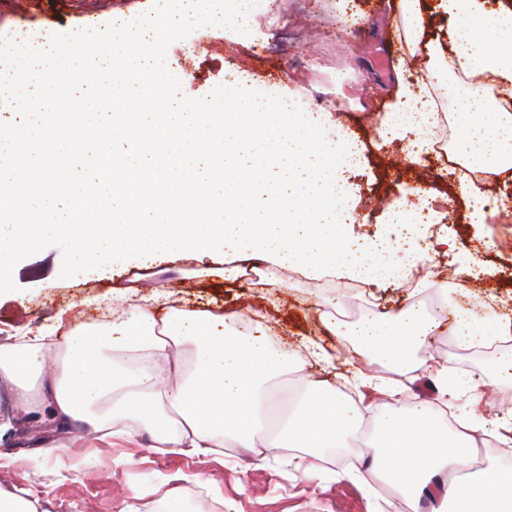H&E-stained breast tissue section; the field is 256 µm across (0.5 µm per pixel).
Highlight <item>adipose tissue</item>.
Instances as JSON below:
<instances>
[{
  "mask_svg": "<svg viewBox=\"0 0 512 512\" xmlns=\"http://www.w3.org/2000/svg\"><path fill=\"white\" fill-rule=\"evenodd\" d=\"M454 25L448 59L433 62L425 78L398 75L378 128L382 142L411 139L406 154L418 162L429 147L431 124L418 103L441 91L452 105V154L466 166L512 171V110L489 97L472 77L492 75L512 93V7L487 9L484 0H442ZM432 307L408 303L397 315L352 323L329 321L351 337L368 364L408 366L444 320L454 322L459 348L484 351L486 377L458 378L447 369L429 375L437 396L411 402L401 386L374 384L357 374V398L335 386L304 381L282 389L295 364L261 326L243 327L238 313L168 311L156 318L145 305L122 309L112 324L76 327L63 340L45 335L0 343V384L9 411L0 413V442L17 432V412L50 409L55 445L90 438L130 441L148 435L156 448H306L313 478L326 457L353 442L373 449L372 465L404 498L409 512L441 487L446 473L468 467L477 436L512 446V419L492 421L477 407L486 384L512 383V319L476 314L449 302L447 289ZM468 409L456 424L442 413L458 396ZM449 512H512V468L458 481L446 489Z\"/></svg>",
  "mask_w": 512,
  "mask_h": 512,
  "instance_id": "obj_1",
  "label": "adipose tissue"
}]
</instances>
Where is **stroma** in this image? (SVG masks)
Listing matches in <instances>:
<instances>
[{
	"mask_svg": "<svg viewBox=\"0 0 512 512\" xmlns=\"http://www.w3.org/2000/svg\"><path fill=\"white\" fill-rule=\"evenodd\" d=\"M399 0H352L364 21L344 33L336 26L334 0H270L258 16L254 34L239 38L230 29L206 26L179 40V53L169 60L179 78L181 95L201 98L226 84L229 72L249 78L272 95L301 100L312 112L337 117L349 137L364 149L354 168L343 171L351 197L357 201L356 220L348 234L371 241L397 238L405 226L399 214L418 210L426 197L410 194L420 185L447 194V215L434 225L448 236V254L421 258L415 271L421 289L395 284L362 287L349 281H310L288 268L272 269L259 281L230 283L215 276L219 256L175 254L163 261L132 260L89 278H63L60 248L49 246L21 260L13 270L16 291L0 294V339L8 335L38 336L58 321L73 327L102 323V305L117 309L122 298L160 299L182 311H238L257 319L269 338L285 347L298 362L289 383L306 378L333 385L357 397L355 374L371 372L381 381L411 383L418 399H432L434 388L417 366L395 373L368 369L348 337L325 325L324 310L361 319L395 313L408 300L431 303L434 283L455 288V298L477 312L503 313L512 299V175H491L483 188L493 203L484 235H476L458 184L442 173L453 166L451 156L428 152L420 163L406 162L401 142L379 145L376 128L395 84V65L424 77L430 58L447 52L453 24L439 0H420L426 21L419 44L409 43L401 29ZM153 0H0V31L32 43L53 33L101 28L113 17L134 20ZM479 265L478 278H460L462 265ZM319 343L329 363L310 358L308 341ZM439 365L459 374L482 372L481 362L455 349L448 327L430 339ZM24 431L16 442L0 446V482L41 506L61 505L62 512H119L130 490H138L141 512H152L163 496L193 498L200 512H369L367 487L379 494L383 512H408L399 494L372 472L364 450L345 448L324 463L313 480L303 471L310 458L303 448H266L246 452L223 448L207 455L178 450L158 452L147 437L108 445L87 440L75 448H51L46 443L55 424L49 412L20 418ZM361 472L358 480L350 472Z\"/></svg>",
	"mask_w": 512,
	"mask_h": 512,
	"instance_id": "1",
	"label": "stroma"
}]
</instances>
